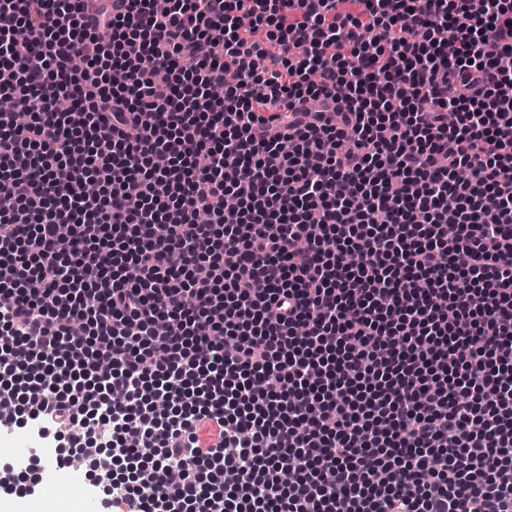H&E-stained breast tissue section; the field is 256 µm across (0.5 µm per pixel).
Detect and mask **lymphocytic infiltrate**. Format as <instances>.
Returning <instances> with one entry per match:
<instances>
[{
    "instance_id": "lymphocytic-infiltrate-1",
    "label": "lymphocytic infiltrate",
    "mask_w": 512,
    "mask_h": 512,
    "mask_svg": "<svg viewBox=\"0 0 512 512\" xmlns=\"http://www.w3.org/2000/svg\"><path fill=\"white\" fill-rule=\"evenodd\" d=\"M341 2L0 0V429L99 512H512V0Z\"/></svg>"
}]
</instances>
